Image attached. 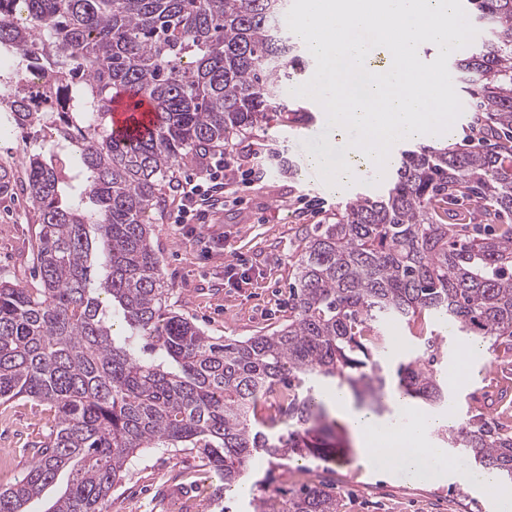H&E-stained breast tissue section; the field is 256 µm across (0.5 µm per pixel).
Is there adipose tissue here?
<instances>
[{"label":"adipose tissue","instance_id":"obj_1","mask_svg":"<svg viewBox=\"0 0 512 512\" xmlns=\"http://www.w3.org/2000/svg\"><path fill=\"white\" fill-rule=\"evenodd\" d=\"M326 404L345 417L357 438L362 458L386 471L407 470L442 479L453 475L446 449L433 446L430 435L443 423L442 417L410 410L405 401L395 399L396 414L383 420L355 410L350 394L343 389L331 392Z\"/></svg>","mask_w":512,"mask_h":512}]
</instances>
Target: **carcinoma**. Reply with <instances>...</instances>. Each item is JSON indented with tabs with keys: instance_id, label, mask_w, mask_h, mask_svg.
<instances>
[{
	"instance_id": "carcinoma-1",
	"label": "carcinoma",
	"mask_w": 512,
	"mask_h": 512,
	"mask_svg": "<svg viewBox=\"0 0 512 512\" xmlns=\"http://www.w3.org/2000/svg\"><path fill=\"white\" fill-rule=\"evenodd\" d=\"M288 0H0V115L51 123L28 155L38 286L0 279V402L54 412L33 460L0 488V512H27L68 474L45 512H107L112 489L147 448H192L229 489L259 455L333 458L337 423L323 393L382 405L387 391L448 406L426 360L395 369L380 325L425 318L512 356V0H466L482 30L456 63L474 100L471 145L401 152L377 194L358 193L316 224L295 261L288 319L246 340L207 336L170 308L146 212L190 154L230 146L267 121L284 82L308 67L282 25ZM42 70L39 97L24 72ZM125 93L155 107L152 127L112 133ZM82 165L74 168L69 156ZM477 213L494 230L470 232ZM286 403L280 417L267 397ZM475 471L512 480V432L478 413L448 432ZM319 483L258 512H340Z\"/></svg>"
}]
</instances>
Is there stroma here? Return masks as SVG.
<instances>
[{
	"instance_id": "1",
	"label": "stroma",
	"mask_w": 512,
	"mask_h": 512,
	"mask_svg": "<svg viewBox=\"0 0 512 512\" xmlns=\"http://www.w3.org/2000/svg\"><path fill=\"white\" fill-rule=\"evenodd\" d=\"M319 109L311 99L284 95L267 124L237 139V147H253L247 164L258 176L252 184L239 186V204L228 203L211 213L209 223L198 226L192 237L183 236L170 222L178 207L172 191H165L148 214L170 303L208 335L242 340L276 329L288 317V284L306 234L343 208L353 194L373 190L372 185L354 183L327 195L306 177L287 138L307 113ZM49 131L45 124L0 134V167L23 179L25 156L47 145ZM36 222L24 194L0 195L1 278L35 285L31 238ZM223 232L229 235L226 249L214 248L213 236ZM237 258L250 282L233 288L227 283V266ZM437 369L456 402L454 423L464 422L475 410L499 418L498 390L512 382V364L498 361L487 344L474 350L466 380L453 381L455 366L447 357H440ZM51 424V412L28 399L0 404V457L6 458L13 475L29 466L31 444L42 439ZM336 445L348 451L339 464L314 459L285 464L259 458L249 477L250 497L233 490L224 491L225 496L234 500V512H254V498L274 492L284 497L301 484L321 480L343 491L342 512H497L493 492L457 478L406 484L395 474L370 467L360 457L349 428L337 431ZM221 486L195 452L152 449L132 462L113 489L109 512H202Z\"/></svg>"
}]
</instances>
